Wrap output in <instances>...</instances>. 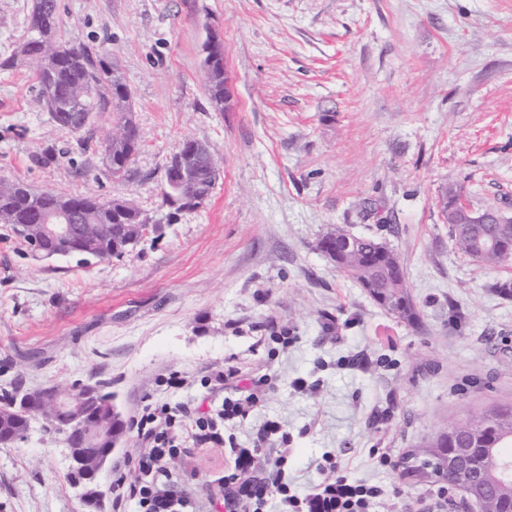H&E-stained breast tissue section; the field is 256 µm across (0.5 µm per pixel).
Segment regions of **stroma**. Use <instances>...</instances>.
Instances as JSON below:
<instances>
[{"label":"stroma","instance_id":"1","mask_svg":"<svg viewBox=\"0 0 512 512\" xmlns=\"http://www.w3.org/2000/svg\"><path fill=\"white\" fill-rule=\"evenodd\" d=\"M33 5L0 0V177L120 194L155 221L184 138L219 149L222 173L203 207L120 258L38 259L0 226V389L101 384L129 421L145 396L206 410L239 398L210 382L231 362L266 380L232 429L237 446L280 422L297 493L329 452L390 490L378 512H469L459 491L401 466L448 420L512 404V299L491 289L512 263L460 253L439 206L459 187L472 210L512 211V0H59L64 37L107 52L133 92L142 146L119 184L100 147L111 115L78 147L42 110L29 67L9 62ZM210 26L234 79L227 112L206 91ZM338 225L399 254L418 325L318 250ZM274 330L293 343L272 342ZM172 374L183 389L160 386ZM375 448L399 469L379 467ZM228 465L188 438L168 462L193 475L202 504ZM71 469L62 436L33 425L0 447V512H112L111 474L93 508Z\"/></svg>","mask_w":512,"mask_h":512}]
</instances>
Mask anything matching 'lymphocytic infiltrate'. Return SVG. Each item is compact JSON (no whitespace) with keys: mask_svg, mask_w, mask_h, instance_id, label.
Returning a JSON list of instances; mask_svg holds the SVG:
<instances>
[{"mask_svg":"<svg viewBox=\"0 0 512 512\" xmlns=\"http://www.w3.org/2000/svg\"><path fill=\"white\" fill-rule=\"evenodd\" d=\"M259 401L225 399L216 413L189 416L187 407L144 400L133 422L139 440L132 455L115 461L112 470V512H195L188 478L173 475L165 464L179 451V438L193 434L201 442L224 445L219 422L245 417L246 405ZM281 427L274 422L260 426L252 448H229L232 467L224 473L223 498H210V512H373L385 490L382 486L350 480L333 456L315 464L322 476L303 496L293 493L287 474L289 449L268 456L266 447Z\"/></svg>","mask_w":512,"mask_h":512,"instance_id":"lymphocytic-infiltrate-1","label":"lymphocytic infiltrate"}]
</instances>
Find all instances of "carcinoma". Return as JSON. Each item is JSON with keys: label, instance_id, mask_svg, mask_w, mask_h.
<instances>
[{"label": "carcinoma", "instance_id": "1", "mask_svg": "<svg viewBox=\"0 0 512 512\" xmlns=\"http://www.w3.org/2000/svg\"><path fill=\"white\" fill-rule=\"evenodd\" d=\"M17 56L34 69L39 100L58 126L72 133L79 127L84 133L91 129L92 123H83L82 113L115 115V127L102 139V152L109 154L105 169L114 182L130 178L141 142L133 117L131 89L123 74L100 53L99 48L76 45L64 38L58 22L57 0H35ZM206 86L215 109L224 110L222 76L217 73L207 76ZM210 158L219 163L218 153L213 148ZM210 163L201 162L198 166L193 194L199 199L209 198L214 189ZM460 201V191L453 188L441 197L442 212L455 247L485 265L504 263L502 246L512 243V223H498L497 211L490 210L484 212L483 222L462 224L453 217L459 212ZM62 210L76 217V223L83 225L84 233L95 242L94 251L105 257L119 258L125 254L128 247L123 231L131 233L147 220L143 211L129 199L119 211L104 206L99 196L90 192L61 194L35 189L22 181L0 178V224L9 226L13 232H18L19 224H39ZM346 235L344 228H334L319 240V250L324 252L336 247V242ZM337 270L363 288L375 287L380 295L377 303L396 318L408 324L419 322V310L408 291L399 256L384 242L373 237H359L355 249L343 256ZM18 395L17 387L0 393V445L3 447L25 440L35 421L53 428L65 417L49 391L42 394L34 407L21 413L13 407ZM109 396L110 393L99 389L95 412L106 434L87 440L88 448H105L110 444L112 434L126 432L125 422L112 415V407L107 402ZM449 435L459 444L495 448L512 458V406L483 408L465 420L452 421L429 437L424 447L435 452L448 448ZM511 506L512 481L495 485L486 512H507Z\"/></svg>", "mask_w": 512, "mask_h": 512}]
</instances>
